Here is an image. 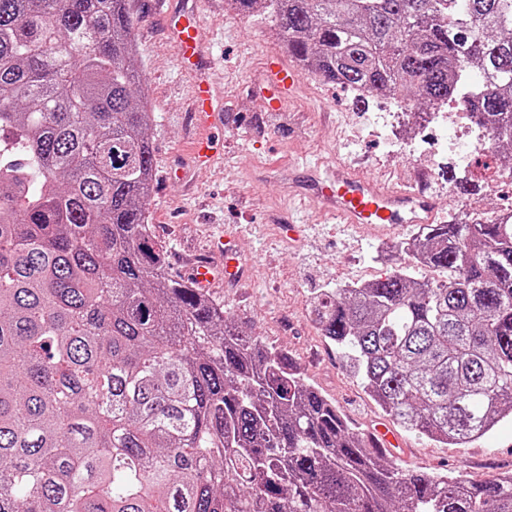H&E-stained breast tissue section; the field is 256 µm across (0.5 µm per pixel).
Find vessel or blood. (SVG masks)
<instances>
[{
    "mask_svg": "<svg viewBox=\"0 0 512 512\" xmlns=\"http://www.w3.org/2000/svg\"><path fill=\"white\" fill-rule=\"evenodd\" d=\"M167 29L177 60L197 75L192 94L194 112L208 124H223L221 102L203 72L206 48L203 23L194 12L178 11L169 14ZM267 82L270 92L264 98V107L270 112L280 111L283 100L295 89V73L273 60L267 66ZM313 190L315 200L343 223L374 232L398 230L411 224H431L438 215L437 202L426 191L387 185L360 173L346 160H337L334 167L314 175ZM217 247L224 252L223 268L200 261L189 272L190 279L198 287H208L219 277L235 285L242 282L231 241H218Z\"/></svg>",
    "mask_w": 512,
    "mask_h": 512,
    "instance_id": "vessel-or-blood-1",
    "label": "vessel or blood"
}]
</instances>
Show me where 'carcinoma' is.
Instances as JSON below:
<instances>
[{
  "instance_id": "1",
  "label": "carcinoma",
  "mask_w": 512,
  "mask_h": 512,
  "mask_svg": "<svg viewBox=\"0 0 512 512\" xmlns=\"http://www.w3.org/2000/svg\"><path fill=\"white\" fill-rule=\"evenodd\" d=\"M231 2L328 83L458 101L512 165V0ZM137 52L129 0H0V512H512V471L396 467L172 274ZM312 313L404 430L512 418V211L425 225Z\"/></svg>"
}]
</instances>
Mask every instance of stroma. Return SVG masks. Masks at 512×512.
<instances>
[{"instance_id":"35a3bbf8","label":"stroma","mask_w":512,"mask_h":512,"mask_svg":"<svg viewBox=\"0 0 512 512\" xmlns=\"http://www.w3.org/2000/svg\"><path fill=\"white\" fill-rule=\"evenodd\" d=\"M171 10L195 11L204 21L210 72L224 107L218 155L196 165L193 146L207 127L189 115L194 73L177 62L166 32ZM131 19L139 46L136 66L146 77L155 122L150 129L156 180L148 201L155 236L169 248L173 274L186 276L190 257L223 262L211 241L227 233L234 248L250 261L244 287L215 284L211 293L231 317L260 336L268 347L287 351L308 383L333 400L362 431L392 421L363 392L336 348L321 335L311 300L322 288L383 276L387 267L374 261L378 237L339 223L310 201L306 166L361 159L360 170L407 187L418 172L428 174V190L440 204L438 221L468 213L487 216L512 208V180L490 184L470 159L444 153L428 141L422 157L393 148L375 131L389 110L381 96L357 98L298 68L299 83L281 112H265L258 89L266 62H288L267 21L244 18L224 0H131ZM476 181L469 194L457 192L460 177ZM389 458L405 470L442 473L453 469L481 481L512 469V421L502 422L467 446L443 447L398 431Z\"/></svg>"}]
</instances>
